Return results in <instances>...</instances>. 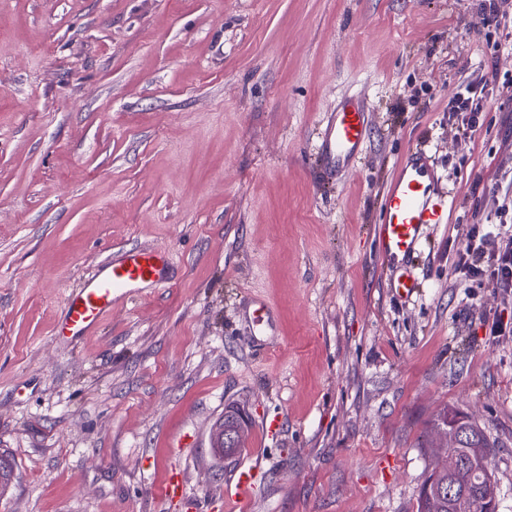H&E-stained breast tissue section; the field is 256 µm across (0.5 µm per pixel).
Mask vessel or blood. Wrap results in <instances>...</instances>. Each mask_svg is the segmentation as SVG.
Wrapping results in <instances>:
<instances>
[{
	"label": "vessel or blood",
	"mask_w": 512,
	"mask_h": 512,
	"mask_svg": "<svg viewBox=\"0 0 512 512\" xmlns=\"http://www.w3.org/2000/svg\"><path fill=\"white\" fill-rule=\"evenodd\" d=\"M368 132L369 118L363 103L350 97L340 99L320 136L325 166L350 169L363 151ZM447 219L448 198L438 185L433 161L425 149L409 148L382 201L378 226L379 248L391 263L395 286L402 294H413L420 286L413 260L426 240L425 228ZM172 266L170 254L157 249L131 248L113 256L68 294L54 328L55 336L68 341L89 336L116 305L146 290L168 287ZM254 488L253 468L241 467L226 490L224 512H244ZM154 493L166 503L188 504L191 512L198 508L176 470L168 471Z\"/></svg>",
	"instance_id": "obj_1"
}]
</instances>
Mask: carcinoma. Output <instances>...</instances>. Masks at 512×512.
<instances>
[{"mask_svg":"<svg viewBox=\"0 0 512 512\" xmlns=\"http://www.w3.org/2000/svg\"><path fill=\"white\" fill-rule=\"evenodd\" d=\"M224 431L236 438L235 446L221 447V456H235L243 445L248 425L237 410L224 412ZM441 430L450 436L461 437L458 446L448 449L455 457L456 469L448 473V466L432 460L428 475L417 497V512H487L488 483L482 480L478 465H488L491 444L484 432L471 420L453 409H442L432 420L430 432Z\"/></svg>","mask_w":512,"mask_h":512,"instance_id":"1","label":"carcinoma"}]
</instances>
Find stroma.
Here are the masks:
<instances>
[{
    "label": "stroma",
    "instance_id": "stroma-1",
    "mask_svg": "<svg viewBox=\"0 0 512 512\" xmlns=\"http://www.w3.org/2000/svg\"><path fill=\"white\" fill-rule=\"evenodd\" d=\"M0 0V512H187L170 469L222 512H416L443 408L493 448L512 512V293L461 280L468 225L499 241L512 197V0ZM482 90L463 134L448 101ZM370 114L358 165L327 175L336 102ZM422 144L448 195L403 298L376 228ZM163 248L171 287L86 338L54 336L110 254ZM268 302L264 324L254 300ZM251 425L215 456L228 407ZM255 472L251 466L241 467L234 481L229 483L224 496V511H244L251 502L255 489ZM153 491L154 494L163 502L182 501L189 505V511H196L198 509L197 500L191 496L180 477V473L176 470H169L165 480L155 487Z\"/></svg>",
    "mask_w": 512,
    "mask_h": 512
}]
</instances>
